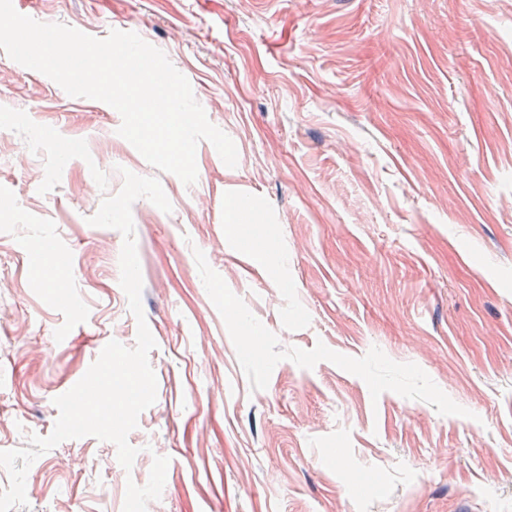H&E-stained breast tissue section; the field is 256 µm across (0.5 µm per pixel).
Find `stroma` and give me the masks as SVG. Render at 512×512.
Segmentation results:
<instances>
[{"label":"stroma","instance_id":"stroma-1","mask_svg":"<svg viewBox=\"0 0 512 512\" xmlns=\"http://www.w3.org/2000/svg\"><path fill=\"white\" fill-rule=\"evenodd\" d=\"M12 2L137 33L238 151L230 168L200 141L185 186L116 109L0 50V106L92 156L42 195V156L0 130V450L50 434L54 398L136 342L123 238L87 222L121 169L172 204L132 207L157 342L132 468L112 442L63 441L14 512H123L157 455L147 512H512V0ZM233 197L265 217L250 238ZM48 245L67 278L31 287Z\"/></svg>","mask_w":512,"mask_h":512}]
</instances>
